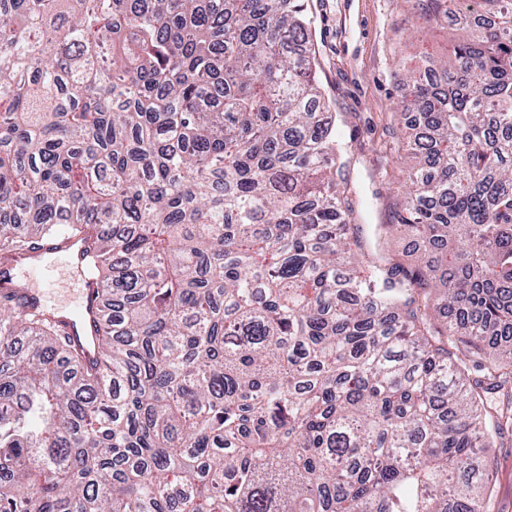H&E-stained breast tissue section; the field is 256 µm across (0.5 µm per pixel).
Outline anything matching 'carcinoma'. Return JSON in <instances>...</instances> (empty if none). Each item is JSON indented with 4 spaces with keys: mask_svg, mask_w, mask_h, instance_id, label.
<instances>
[{
    "mask_svg": "<svg viewBox=\"0 0 512 512\" xmlns=\"http://www.w3.org/2000/svg\"><path fill=\"white\" fill-rule=\"evenodd\" d=\"M463 0H416L443 22ZM363 252L300 0H0V269L78 236L101 363L0 288V512H491L512 442V0Z\"/></svg>",
    "mask_w": 512,
    "mask_h": 512,
    "instance_id": "carcinoma-1",
    "label": "carcinoma"
}]
</instances>
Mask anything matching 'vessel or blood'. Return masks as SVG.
I'll return each mask as SVG.
<instances>
[{
  "label": "vessel or blood",
  "mask_w": 512,
  "mask_h": 512,
  "mask_svg": "<svg viewBox=\"0 0 512 512\" xmlns=\"http://www.w3.org/2000/svg\"><path fill=\"white\" fill-rule=\"evenodd\" d=\"M82 247L74 240L63 244H46L35 254L34 261L17 266L16 271L26 280L23 295L26 299L36 301L38 305H49V288L35 285L36 276L45 274L47 265L64 269H77V294L73 302L50 306L52 314L60 321L69 335V339L79 345L86 360L96 361L100 350L95 335L96 323L100 312L99 285L95 279L87 277L80 269Z\"/></svg>",
  "instance_id": "b4317fda"
}]
</instances>
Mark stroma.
Listing matches in <instances>:
<instances>
[{
  "label": "stroma",
  "instance_id": "35a3bbf8",
  "mask_svg": "<svg viewBox=\"0 0 512 512\" xmlns=\"http://www.w3.org/2000/svg\"><path fill=\"white\" fill-rule=\"evenodd\" d=\"M311 21L316 78L335 117L342 145L336 179L353 203V223L369 250L412 264L417 242L378 234L404 206L406 127L414 115L400 104V79L430 55L446 58L456 24L429 25L414 0H302Z\"/></svg>",
  "mask_w": 512,
  "mask_h": 512
}]
</instances>
